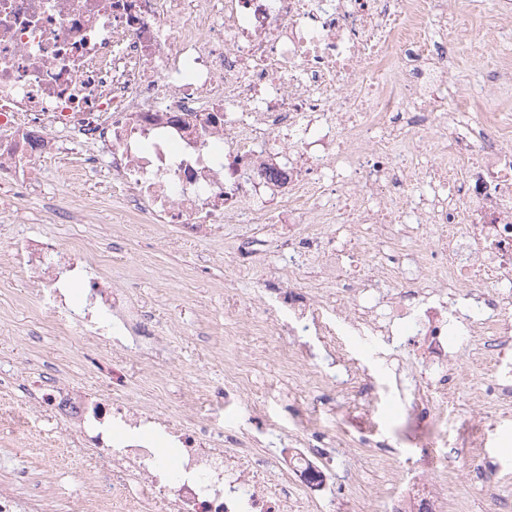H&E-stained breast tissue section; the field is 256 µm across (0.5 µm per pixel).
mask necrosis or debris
I'll list each match as a JSON object with an SVG mask.
<instances>
[{"instance_id":"necrosis-or-debris-1","label":"necrosis or debris","mask_w":512,"mask_h":512,"mask_svg":"<svg viewBox=\"0 0 512 512\" xmlns=\"http://www.w3.org/2000/svg\"><path fill=\"white\" fill-rule=\"evenodd\" d=\"M458 25L452 0H0V180L29 194L79 141L62 179L112 183L129 220L193 241L251 224L250 257L273 229L289 323L407 329L415 364L398 385L419 423L464 385L481 410L511 407L500 367L470 386L457 367L456 339L512 346V113L459 106ZM14 249L43 324L129 360L167 352L166 329L80 248L26 236ZM277 362L323 400L377 393L358 368L322 373L291 347ZM33 389L35 406L12 409L26 437L50 409L95 463L81 512H310L290 485L333 489L313 449H289L272 480L252 442L225 448L190 414L120 399L96 411L95 392L55 371ZM382 462L402 479L391 512H447L453 471L418 481Z\"/></svg>"}]
</instances>
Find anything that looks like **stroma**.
<instances>
[{
  "label": "stroma",
  "instance_id": "35a3bbf8",
  "mask_svg": "<svg viewBox=\"0 0 512 512\" xmlns=\"http://www.w3.org/2000/svg\"><path fill=\"white\" fill-rule=\"evenodd\" d=\"M459 55V82L474 92V107L491 112L512 113V86L500 93L481 96L487 69L503 57H512V40L496 45L463 37ZM60 195L83 200L87 209L83 223L56 224L51 204ZM26 219L21 224L0 223V362L20 364L33 357L42 364L60 368L88 388L113 393L131 402H151L172 414L193 407L205 415L208 405L192 393L198 383L223 386L235 353L251 354L255 360L248 392L225 407L224 433L253 441L263 456L274 457L299 442L321 449L336 472L354 469L360 491H353L343 479H336L332 496L316 500L312 512H388L399 484L381 464L377 449L392 450L404 472H412L432 451L437 462L446 463L457 479L448 486V512H489L491 501L512 506V413L483 415L473 432L460 426L458 417L469 412L465 390H458L448 408V423L436 428L418 425L409 405L410 395L395 384L391 349L382 338L360 336L347 330L341 319L331 325L341 333L345 357L378 387L374 407L347 392L336 393L334 405L323 408L276 365V353L289 342V335L263 336L243 331L246 320L276 315L286 319L277 298L262 289V279L276 265H267L249 275L238 272L242 262L237 249V229L220 228L206 240L182 243L172 224H128L120 217L111 197L99 196L94 184L58 183L46 180L41 188L19 203ZM108 223H101V214ZM20 235H47L66 245L106 252L104 272L113 282L128 288L138 303L146 306L158 321L175 325L170 341L174 349L171 364L146 375L141 364L126 360L105 346L86 348L76 333H62L43 326L28 298L29 288L13 265L3 263ZM34 335L33 349L21 340ZM121 367L127 380L120 389L112 387V369ZM43 436L51 456L41 457L33 472L35 482L53 479L67 512H78L82 497L94 482V469L83 457L59 447L55 423L49 411L39 414ZM321 431L340 427L364 440L361 448H336L328 440L304 435V427ZM481 444L478 458H471V440ZM483 464L485 475L474 473Z\"/></svg>",
  "mask_w": 512,
  "mask_h": 512
}]
</instances>
